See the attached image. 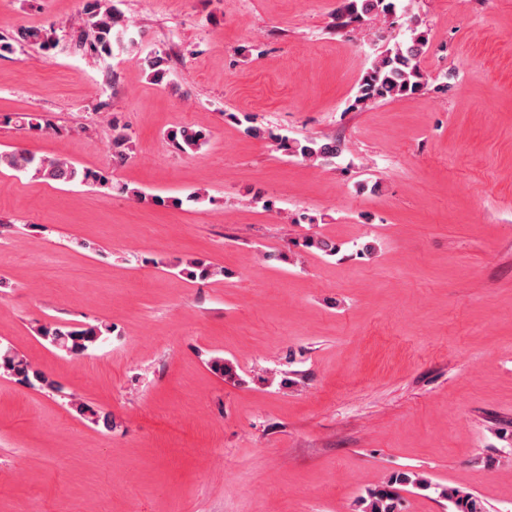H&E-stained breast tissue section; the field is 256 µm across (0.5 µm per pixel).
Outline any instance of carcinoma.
<instances>
[{"mask_svg": "<svg viewBox=\"0 0 512 512\" xmlns=\"http://www.w3.org/2000/svg\"><path fill=\"white\" fill-rule=\"evenodd\" d=\"M400 0H342L336 10L334 27L341 30L364 18L391 17L397 14ZM81 20L89 37L82 39V46L95 55L110 56L113 49L121 51L136 46L132 36H126L125 20L122 13L111 4V0H83ZM409 38L386 49L373 62L363 77L352 107L362 108L378 100L396 97H414L426 85V78L420 68V59L429 49L428 33L419 27L417 18L409 19ZM55 30L38 27H21L15 41L23 45L47 49L55 43ZM151 79L161 84L170 81L168 61L161 56H147L143 59ZM114 136L113 157L118 163L124 162L131 142L128 125L116 115L111 119ZM169 139L181 151L192 152L201 148L205 134L190 128H182L169 134ZM281 145L289 154L319 164L333 162L341 156L342 144L336 140L305 138L303 140L281 139ZM23 173H30L48 181L62 183H105L106 177L91 170H80L65 160L38 157L24 150L0 152V165ZM112 333V326L106 324L81 328L67 322H55L40 326L37 336L53 348L70 355H87L95 350ZM0 375L15 376L32 388L62 392L63 387L50 380L43 371L30 364L12 347L0 345ZM75 412L88 418L93 424L112 427V416L99 413L84 403L73 404ZM442 497L451 504L450 512H484L478 498L467 495L457 497L447 491ZM363 512H398V497L386 489L373 490Z\"/></svg>", "mask_w": 512, "mask_h": 512, "instance_id": "1", "label": "carcinoma"}]
</instances>
